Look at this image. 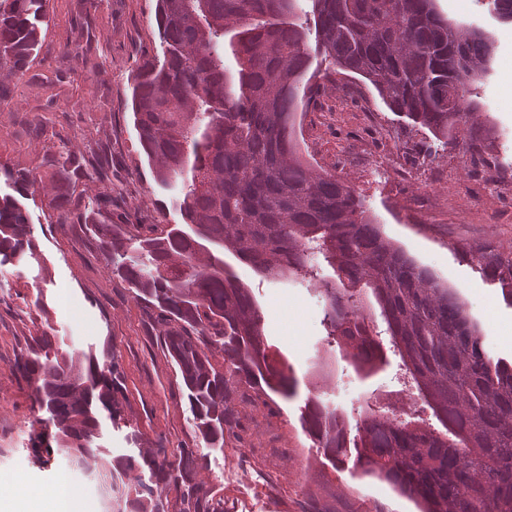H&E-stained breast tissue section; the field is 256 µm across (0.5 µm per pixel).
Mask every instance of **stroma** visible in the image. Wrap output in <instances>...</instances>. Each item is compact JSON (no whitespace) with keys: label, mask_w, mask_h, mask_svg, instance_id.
Returning a JSON list of instances; mask_svg holds the SVG:
<instances>
[{"label":"stroma","mask_w":512,"mask_h":512,"mask_svg":"<svg viewBox=\"0 0 512 512\" xmlns=\"http://www.w3.org/2000/svg\"><path fill=\"white\" fill-rule=\"evenodd\" d=\"M155 5L101 0L87 16L80 0H49L39 55L5 82L0 192L12 190L8 173L23 170L37 171L45 188L23 202L35 257L0 264V497L8 512H30L23 481L64 479L93 504L107 497L105 478L118 457L192 446L224 512H415L387 482L364 475L352 461L330 460L301 428L300 408L312 392L351 423L369 404L398 416L418 404L398 378L394 355L368 372L356 368L348 348L327 344L326 302L315 284L268 280L225 254L255 297L267 342L292 368L297 390L288 399L268 398L239 386L223 447L199 449L177 368L157 339L155 311L113 274L84 225L56 224L48 186L70 149L111 151V183L82 174L73 190L84 203L115 190L113 223L182 221L172 205L178 191L153 179L128 106L138 63L163 58ZM436 7L450 22L481 31L494 47L487 72L470 87L484 137L480 153L408 126L353 73L325 82L319 99L298 112L296 136L317 170L350 183L384 236L458 292L491 355L511 362L512 305L459 248L488 243L512 252V22L484 0H436ZM44 335L60 351L101 360L111 355L119 364L126 422H103L93 475L77 469L62 448L50 465L36 462L42 414L14 363Z\"/></svg>","instance_id":"stroma-1"}]
</instances>
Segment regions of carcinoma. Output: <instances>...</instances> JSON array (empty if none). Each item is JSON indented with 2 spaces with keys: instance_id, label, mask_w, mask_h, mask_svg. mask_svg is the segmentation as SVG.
Instances as JSON below:
<instances>
[{
  "instance_id": "cac0c4a2",
  "label": "carcinoma",
  "mask_w": 512,
  "mask_h": 512,
  "mask_svg": "<svg viewBox=\"0 0 512 512\" xmlns=\"http://www.w3.org/2000/svg\"><path fill=\"white\" fill-rule=\"evenodd\" d=\"M295 2L157 0L163 61L137 68L131 109L154 180L182 187L187 229L114 224L112 213L92 205L80 221L135 298L157 312L158 340L178 367L196 441L224 447L234 382L283 398L297 385L288 364L271 355L258 304L224 267V252L272 279L312 280L320 257L333 270L321 281L327 336L351 348L360 369H373L386 350L398 356L429 417L390 418L369 406L353 435L311 393L301 407L304 432L332 458L354 457L419 512H512V363L488 353L458 294L383 236L348 182L303 159L295 129L298 109L321 92L311 82L317 73H309L316 53L333 72L367 80L391 111L478 152L466 95L491 44L452 26L435 0H313L312 48ZM46 17L47 0H0L1 69L23 70L41 47ZM228 33L234 71L224 66ZM88 168L104 179L112 161L73 152L57 163V223L71 220L72 177ZM41 183L30 170L12 177L17 195L0 194V263L35 256L17 196ZM462 253L512 304V253L490 244ZM366 288L380 307L385 341L362 305ZM215 349L224 352L221 364ZM15 368L53 427L39 435L45 447L65 448L78 468L96 472L97 409L120 420L114 360L73 357L45 335ZM144 467L155 486L130 477ZM199 468L191 448L117 460V512H209L212 491L197 479ZM169 483L183 488L173 505L162 494Z\"/></svg>"
}]
</instances>
